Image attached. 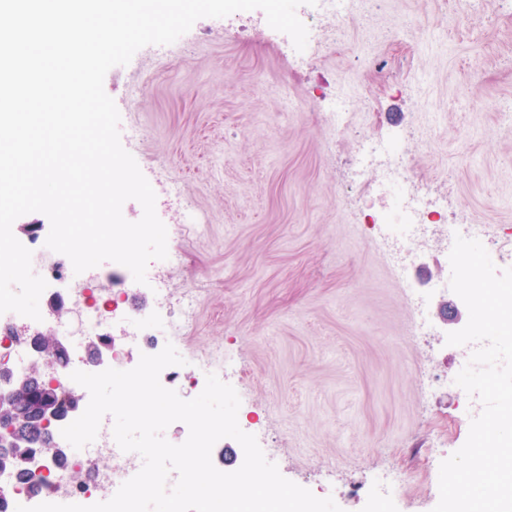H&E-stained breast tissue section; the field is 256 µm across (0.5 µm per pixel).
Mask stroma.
Returning a JSON list of instances; mask_svg holds the SVG:
<instances>
[{
	"instance_id": "stroma-1",
	"label": "stroma",
	"mask_w": 512,
	"mask_h": 512,
	"mask_svg": "<svg viewBox=\"0 0 512 512\" xmlns=\"http://www.w3.org/2000/svg\"><path fill=\"white\" fill-rule=\"evenodd\" d=\"M336 9L341 31L307 55L262 11L200 19L109 70L104 89L178 257L159 270L171 308L196 289L193 323L157 340L199 382L162 385L191 399L216 374L267 459L342 512H374L365 490L388 468L404 476L389 512H432L440 462L482 410L454 384L467 347L446 343L468 310L436 238L419 239L400 274L377 202L351 176L363 138L406 135L447 223L483 226L512 267V0H474L458 16L451 0ZM188 211L203 222L187 234ZM97 285L125 288L134 323L158 312L155 288L124 286L111 262ZM413 286L427 291L426 335L412 333ZM432 375L447 386L424 387Z\"/></svg>"
}]
</instances>
